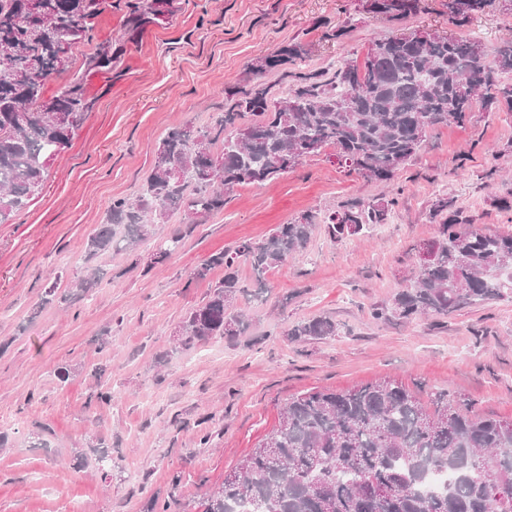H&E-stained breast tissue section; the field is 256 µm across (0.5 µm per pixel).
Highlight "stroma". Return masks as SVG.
<instances>
[{
	"mask_svg": "<svg viewBox=\"0 0 512 512\" xmlns=\"http://www.w3.org/2000/svg\"><path fill=\"white\" fill-rule=\"evenodd\" d=\"M365 0H177L161 26L126 43L119 64L88 74L94 100L70 142L47 164L41 190L0 224V512H169L198 505L279 423L290 398L394 379L421 399L446 389L475 413L512 419V295L445 318L374 320L410 284L415 248L437 234V199L464 207L473 230L512 232V112L475 105L470 122L431 131L414 160L380 185L340 168L330 151L260 185L235 188L166 262L151 265L179 217L153 225L135 254L86 259L113 197L136 195L162 138L175 126L221 116L225 91L254 82L250 65L282 43L310 46L312 68L365 60L398 28L444 30L443 0H423L402 24ZM348 25L339 44L322 24ZM462 33L486 52L512 37V11L474 17ZM397 197L384 233L343 241L316 228L307 248L252 283L242 307L252 325L230 342L190 350L175 332L210 292L194 271L212 253L259 241L306 212ZM101 281L65 303H43L55 277L86 268ZM331 317L336 336L290 344L284 330ZM64 366L65 379L54 372ZM110 390V403L95 399ZM208 445H201L202 435Z\"/></svg>",
	"mask_w": 512,
	"mask_h": 512,
	"instance_id": "stroma-1",
	"label": "stroma"
}]
</instances>
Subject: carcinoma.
<instances>
[{
	"mask_svg": "<svg viewBox=\"0 0 512 512\" xmlns=\"http://www.w3.org/2000/svg\"><path fill=\"white\" fill-rule=\"evenodd\" d=\"M175 0H124L126 41L147 25L160 26ZM106 0H0V224H8L42 188L47 161L71 139L93 108L83 76L74 72L60 93L43 97L40 70L58 75L81 63L112 70L123 45L93 41V22ZM495 0H446L448 30L402 33L375 40L361 83L359 66L307 70L309 45L293 40L257 58V75L282 71L289 83L274 92L258 81L228 89L229 104L214 122L187 123L167 132L142 192L112 199L107 223L89 235L87 257L127 251L152 235L147 214L183 227L153 254L167 260L198 227L200 217L224 209L227 193L262 184L304 159L335 149L337 164L368 181L391 182L423 148L427 132L470 121L474 101L512 112V39L489 56L456 29ZM366 9L393 23L421 10V0H366ZM397 198L356 200L323 218L312 212L279 224L263 240L243 241L210 255L194 272L217 270L207 300L180 326L183 349L219 336L233 341L251 326L240 303L251 291L244 266L261 277L306 248L315 226L341 241L370 224L387 223ZM437 236L424 247L412 282L391 302L372 309L375 320L402 322L446 317L503 296L499 275L512 269V233L468 230L465 209L446 198L434 204ZM126 235L116 238L114 227ZM336 321L317 316L283 332L295 343L336 335ZM451 476L430 491L434 471ZM203 512H512V420L480 416L471 404L432 393L426 404L408 387L383 379L348 390L322 389L288 400L277 429L201 502Z\"/></svg>",
	"mask_w": 512,
	"mask_h": 512,
	"instance_id": "1",
	"label": "carcinoma"
}]
</instances>
